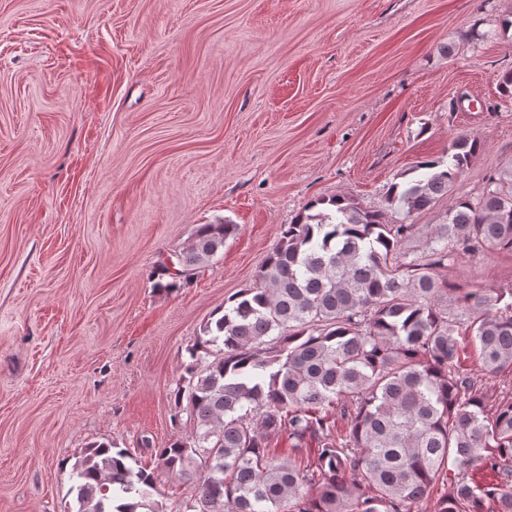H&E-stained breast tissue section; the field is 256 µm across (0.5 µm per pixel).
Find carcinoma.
<instances>
[{"instance_id":"cac0c4a2","label":"carcinoma","mask_w":512,"mask_h":512,"mask_svg":"<svg viewBox=\"0 0 512 512\" xmlns=\"http://www.w3.org/2000/svg\"><path fill=\"white\" fill-rule=\"evenodd\" d=\"M481 147L457 137L392 183L379 209L339 195L307 204L253 286L188 348L174 401L191 436L154 449L150 465L91 443L69 473L76 512H412L427 499L432 512H512V393L488 413L455 361L468 334L486 374L512 370V288L444 276L458 257L512 251V161L439 223H410L448 197ZM235 230L199 225L176 272L159 262L171 281L157 287H177ZM279 436L292 456L269 453ZM477 467L491 480L476 482ZM161 472L194 494L171 508L157 500Z\"/></svg>"}]
</instances>
